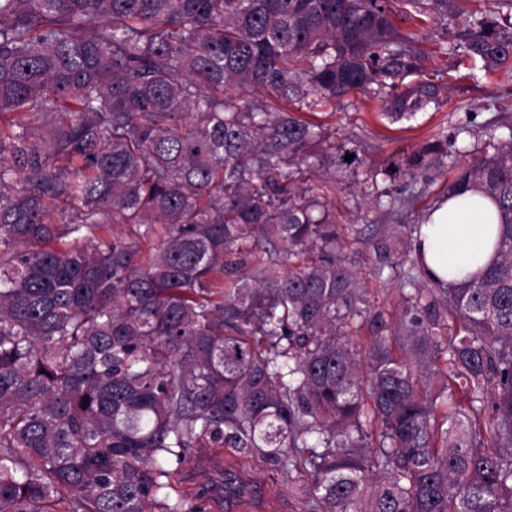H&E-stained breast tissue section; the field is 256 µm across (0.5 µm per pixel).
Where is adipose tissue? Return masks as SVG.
Segmentation results:
<instances>
[{
	"label": "adipose tissue",
	"mask_w": 512,
	"mask_h": 512,
	"mask_svg": "<svg viewBox=\"0 0 512 512\" xmlns=\"http://www.w3.org/2000/svg\"><path fill=\"white\" fill-rule=\"evenodd\" d=\"M495 206L475 191L436 205L423 225L419 247L429 272L456 285L497 259Z\"/></svg>",
	"instance_id": "ef3b65f1"
}]
</instances>
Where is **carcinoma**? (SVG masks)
I'll list each match as a JSON object with an SVG mask.
<instances>
[{
  "label": "carcinoma",
  "mask_w": 512,
  "mask_h": 512,
  "mask_svg": "<svg viewBox=\"0 0 512 512\" xmlns=\"http://www.w3.org/2000/svg\"><path fill=\"white\" fill-rule=\"evenodd\" d=\"M485 4L405 0L511 79L512 0ZM417 42L390 0H0V512H206L168 466L205 446L307 472L306 512H512V116L372 170L288 108L438 107L392 82ZM338 172L383 216L477 190L498 261L428 278L427 215L343 224Z\"/></svg>",
  "instance_id": "obj_1"
}]
</instances>
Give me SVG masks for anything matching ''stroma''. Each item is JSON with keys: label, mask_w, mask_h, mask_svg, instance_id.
<instances>
[{"label": "stroma", "mask_w": 512, "mask_h": 512, "mask_svg": "<svg viewBox=\"0 0 512 512\" xmlns=\"http://www.w3.org/2000/svg\"><path fill=\"white\" fill-rule=\"evenodd\" d=\"M420 38L417 71L404 75V82L430 80L441 84L448 101L439 110L417 113L408 121L388 122L380 116L376 103L356 96L337 104L336 108H318L312 121L322 123L333 133L337 145L356 147L366 166L386 165L391 156L421 142L436 125L455 131L464 113H475V126H483L502 112L512 113V81L484 76L478 70L452 69V55L442 52V27L432 18L415 26ZM231 469L247 482L256 485L259 497L254 506L241 512H303L304 500L297 488L306 481L305 474L284 475L261 458L244 457L228 448L195 449L189 463L178 475L179 487L193 491L218 470Z\"/></svg>", "instance_id": "obj_1"}]
</instances>
